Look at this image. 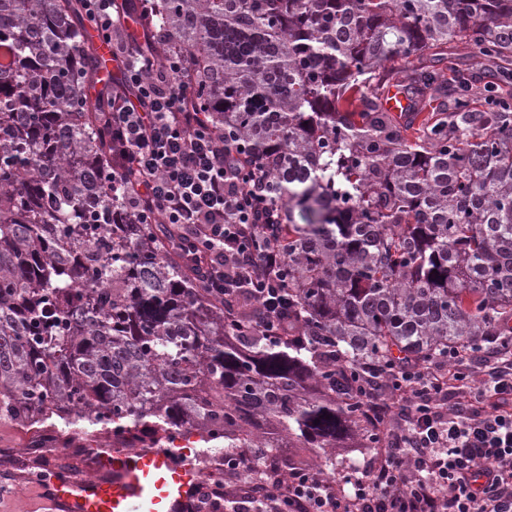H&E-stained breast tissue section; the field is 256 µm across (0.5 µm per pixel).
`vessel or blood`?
Listing matches in <instances>:
<instances>
[{"label":"vessel or blood","mask_w":512,"mask_h":512,"mask_svg":"<svg viewBox=\"0 0 512 512\" xmlns=\"http://www.w3.org/2000/svg\"><path fill=\"white\" fill-rule=\"evenodd\" d=\"M383 103L398 115L413 110L397 87L385 92ZM199 479L198 470L177 462L165 448L139 455L114 451L104 457L100 478L57 482L53 497L59 512H174Z\"/></svg>","instance_id":"1"}]
</instances>
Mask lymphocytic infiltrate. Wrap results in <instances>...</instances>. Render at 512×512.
I'll return each instance as SVG.
<instances>
[{"label":"lymphocytic infiltrate","instance_id":"lymphocytic-infiltrate-1","mask_svg":"<svg viewBox=\"0 0 512 512\" xmlns=\"http://www.w3.org/2000/svg\"><path fill=\"white\" fill-rule=\"evenodd\" d=\"M83 6L126 72L108 116L127 161L113 192L138 223L184 229L227 322L237 323L245 288L262 311L251 329L287 339L283 207L267 169L235 165L227 134L192 104L182 53L156 62L127 39L112 0ZM341 380L375 426L379 459L342 483L309 469L273 479L260 494L271 512H512V335L449 349L423 368L367 363Z\"/></svg>","mask_w":512,"mask_h":512}]
</instances>
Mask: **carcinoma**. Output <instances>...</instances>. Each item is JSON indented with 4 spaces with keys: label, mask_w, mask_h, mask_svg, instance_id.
Wrapping results in <instances>:
<instances>
[{
    "label": "carcinoma",
    "mask_w": 512,
    "mask_h": 512,
    "mask_svg": "<svg viewBox=\"0 0 512 512\" xmlns=\"http://www.w3.org/2000/svg\"><path fill=\"white\" fill-rule=\"evenodd\" d=\"M127 16L139 43L165 34L157 62L185 54L195 109L288 204L292 336L230 329L182 231L112 198V89L80 0H0V421L190 426L204 455L256 449L255 488L332 474L372 434L340 370L434 362L512 321V0H144ZM390 86L437 103L413 140Z\"/></svg>",
    "instance_id": "1"
}]
</instances>
